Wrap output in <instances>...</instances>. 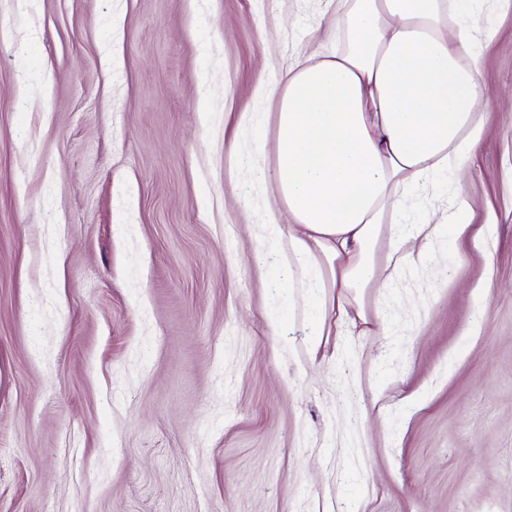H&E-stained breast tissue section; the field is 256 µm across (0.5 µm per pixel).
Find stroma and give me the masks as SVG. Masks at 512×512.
Masks as SVG:
<instances>
[{
    "label": "stroma",
    "mask_w": 512,
    "mask_h": 512,
    "mask_svg": "<svg viewBox=\"0 0 512 512\" xmlns=\"http://www.w3.org/2000/svg\"><path fill=\"white\" fill-rule=\"evenodd\" d=\"M324 6L0 0V512H512V6L463 184L412 201L470 233L313 352L230 146L273 167Z\"/></svg>",
    "instance_id": "obj_1"
}]
</instances>
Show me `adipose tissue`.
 I'll return each instance as SVG.
<instances>
[{"label": "adipose tissue", "instance_id": "obj_1", "mask_svg": "<svg viewBox=\"0 0 512 512\" xmlns=\"http://www.w3.org/2000/svg\"><path fill=\"white\" fill-rule=\"evenodd\" d=\"M461 2L326 0L344 50L288 72L266 228L288 252L284 278L316 311L310 349L330 324L359 335L368 322L361 291L386 286L448 231L444 216H395L408 190L461 179L485 129L474 105L488 90L456 22Z\"/></svg>", "mask_w": 512, "mask_h": 512}]
</instances>
